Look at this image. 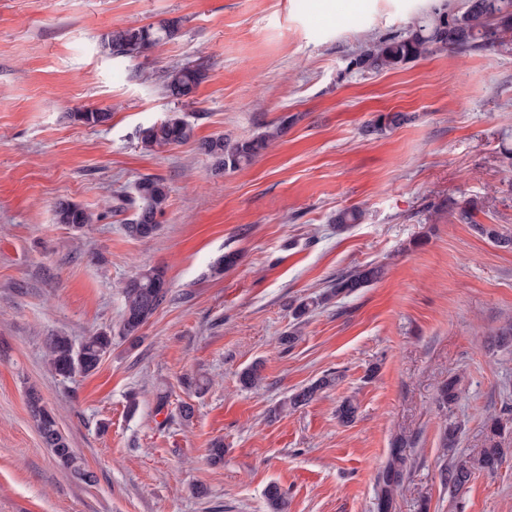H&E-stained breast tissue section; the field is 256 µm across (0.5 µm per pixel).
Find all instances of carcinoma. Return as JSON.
Segmentation results:
<instances>
[{
  "mask_svg": "<svg viewBox=\"0 0 512 512\" xmlns=\"http://www.w3.org/2000/svg\"><path fill=\"white\" fill-rule=\"evenodd\" d=\"M179 21H161L146 26L117 28L104 38V47L115 58L136 59L144 57L160 44L172 40V29ZM490 49L501 52L512 51V0H441L416 16L402 31L371 42L355 59L362 71L383 72L400 69L407 63L435 51L445 50L456 55H465L475 50ZM205 77L202 65L186 64L168 71L162 80L163 94L176 100L191 98ZM73 118L87 125H101L110 119L104 110L87 109L73 113ZM407 121V116L395 112L380 117L365 125L367 134L380 133L387 128L398 127ZM280 129L265 131L257 136L231 140L219 136L200 142V149L214 161L218 171H234L249 165L269 142L279 136ZM194 137V126L179 112H172L159 122L139 130L141 146L149 152H159L172 146L189 142ZM118 200L134 209V217L125 224L126 234L133 239L154 236L159 229L158 217L166 207L168 189L159 179L142 177L133 186V193ZM450 214L459 222L469 224L473 230L501 247L512 248V235L500 231L494 225L478 224L473 220L472 207L468 203L452 202ZM56 220L66 224L75 232L84 235L92 230L99 217L82 206L62 201L56 209ZM362 214L357 209H344L336 214V228L341 230L349 224H358ZM383 268L376 265L359 266L336 278L326 292L311 302H300L293 308L299 319L310 311L341 295H351L379 280ZM124 306L118 325L117 336L112 330L95 332L77 344L65 334L56 333L46 337L45 359L50 370L62 377L95 372L102 358L112 351L115 339L137 347L143 340L142 327L147 324L169 294L165 272L160 268L144 269L127 280L122 289ZM262 365L258 362L244 368L239 374V383L245 389L256 386L262 380ZM336 376L329 373L315 382L293 392L284 400L279 410L297 409L314 400L319 393L334 385ZM463 395L460 380L450 378L437 393L441 410L456 404ZM27 406L39 436L54 457L57 465L72 475L87 476L85 484L96 483L97 478L85 461L71 447L68 437L59 427L55 411L46 406L40 392L30 387L26 391ZM512 430V416L507 413L494 415L485 420V447L478 456L460 460L440 469L442 484L448 486L452 495L459 494L480 472L492 473L503 463L508 449L502 447L506 431ZM406 442H395L391 460L378 475L381 488L379 512H391L393 494L402 484L407 461L402 454ZM268 512H288V498L282 488L271 483L264 492Z\"/></svg>",
  "mask_w": 512,
  "mask_h": 512,
  "instance_id": "obj_1",
  "label": "carcinoma"
}]
</instances>
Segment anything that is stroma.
<instances>
[{
	"instance_id": "obj_1",
	"label": "stroma",
	"mask_w": 512,
	"mask_h": 512,
	"mask_svg": "<svg viewBox=\"0 0 512 512\" xmlns=\"http://www.w3.org/2000/svg\"><path fill=\"white\" fill-rule=\"evenodd\" d=\"M429 2L0 0V512H267L273 482L288 512H378V474L401 434L408 473L392 512H512V454L456 497L439 476L484 448L486 417L512 409V346L496 344L512 325V249L448 212L470 203L475 223L512 235V54L436 51L380 73L352 64ZM172 18L180 35L148 57L102 45L113 29ZM199 62L188 102L162 94L166 70ZM87 108L112 116L75 121ZM175 110L193 140L144 150L140 128ZM394 112L413 120L363 135ZM285 116L294 124L242 169L215 172L198 148ZM146 175L169 197L157 233L137 240L117 198ZM63 200L99 214L90 234L56 222ZM352 207L361 223L337 230ZM227 253L237 264L215 273ZM366 264L384 276L296 322L292 304ZM151 267L170 293L140 345L115 342L89 376L53 375L46 336L117 327L122 283ZM294 329L299 340L281 345ZM256 361L264 379L243 388ZM330 372L335 386L274 415ZM453 376L464 394L443 411L437 389ZM30 385L94 485L43 445ZM347 399L358 412L344 425Z\"/></svg>"
}]
</instances>
